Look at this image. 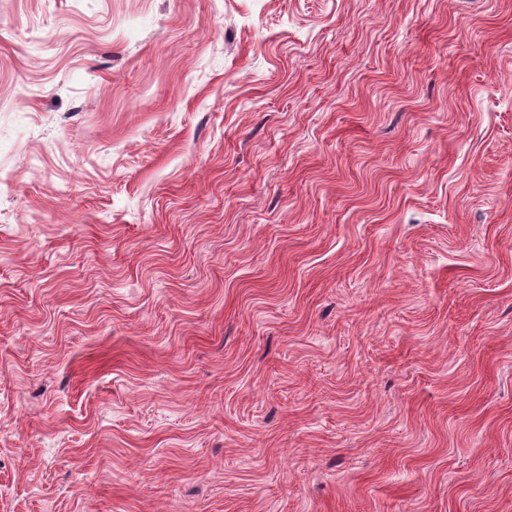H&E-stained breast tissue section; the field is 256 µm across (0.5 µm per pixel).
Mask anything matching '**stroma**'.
Instances as JSON below:
<instances>
[{"instance_id": "35a3bbf8", "label": "stroma", "mask_w": 512, "mask_h": 512, "mask_svg": "<svg viewBox=\"0 0 512 512\" xmlns=\"http://www.w3.org/2000/svg\"><path fill=\"white\" fill-rule=\"evenodd\" d=\"M0 512H512V0H0Z\"/></svg>"}]
</instances>
